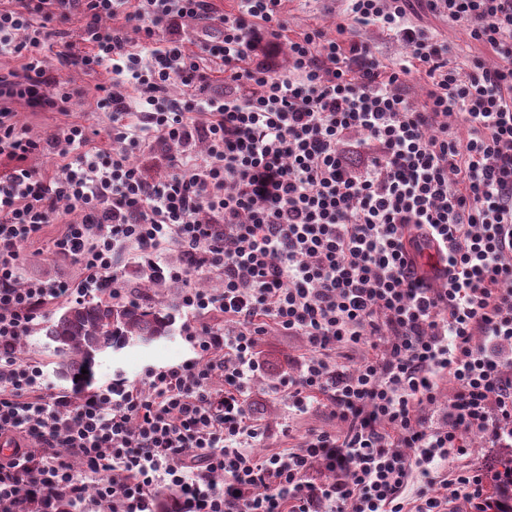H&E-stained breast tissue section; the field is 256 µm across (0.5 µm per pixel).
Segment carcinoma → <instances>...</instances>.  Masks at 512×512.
I'll list each match as a JSON object with an SVG mask.
<instances>
[{
	"label": "carcinoma",
	"instance_id": "cac0c4a2",
	"mask_svg": "<svg viewBox=\"0 0 512 512\" xmlns=\"http://www.w3.org/2000/svg\"><path fill=\"white\" fill-rule=\"evenodd\" d=\"M168 333L169 317L146 304L100 300L68 307L46 326L45 336L55 343L59 369L72 382L87 384L96 353L130 340L150 342Z\"/></svg>",
	"mask_w": 512,
	"mask_h": 512
}]
</instances>
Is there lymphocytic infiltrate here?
<instances>
[{
  "instance_id": "f902f5d3",
  "label": "lymphocytic infiltrate",
  "mask_w": 512,
  "mask_h": 512,
  "mask_svg": "<svg viewBox=\"0 0 512 512\" xmlns=\"http://www.w3.org/2000/svg\"><path fill=\"white\" fill-rule=\"evenodd\" d=\"M239 2L231 16L212 0L0 6V57L23 61L0 72V157L16 162L0 175V438L17 442L0 453V512H450L460 498L512 512L484 470L449 465L472 432L512 446V0H427L500 56L494 68L450 60L409 23L411 0H347L356 25L409 48L394 68L353 27L287 39L282 0ZM75 16L63 62L108 74L95 109L113 140L174 145L168 176L96 147L82 123L43 142L18 126L21 107L67 114L72 92L41 50L51 22ZM218 72L222 93L194 94ZM35 153L57 158L51 174L27 167ZM62 204L81 217L52 251L81 279H23L24 247ZM168 246L194 357L136 384L50 392L16 353L41 312L94 285L122 298V250L152 265ZM204 274L221 293L188 287ZM215 312L223 325L204 324ZM270 326L306 344L277 384L289 410H328L341 428L259 455L249 397ZM359 345L371 356L337 366L338 347Z\"/></svg>"
}]
</instances>
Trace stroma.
Returning a JSON list of instances; mask_svg holds the SVG:
<instances>
[{"label":"stroma","instance_id":"1","mask_svg":"<svg viewBox=\"0 0 512 512\" xmlns=\"http://www.w3.org/2000/svg\"><path fill=\"white\" fill-rule=\"evenodd\" d=\"M282 17L289 35H297L305 29L320 27L328 36H335L336 25L346 16L345 0H284ZM411 21L434 32L438 39L450 48L449 56L456 63L464 65L472 59H480L487 66L499 64L498 55L488 46L471 41L462 28L429 11L414 0ZM64 40L52 38L42 51V55L54 66L61 82L83 89L82 98L74 100L69 116L55 112L22 111L17 119L28 135L42 140L57 132L65 120H73L86 125L97 126L100 130L99 144L107 149H118L119 144L110 136L109 121L96 112L94 104L95 86L106 82L107 74L98 77L88 76L81 68L61 64L60 56L65 53ZM61 231L58 224H48L40 240L28 244L22 257V267L26 275L42 279L78 280L79 270L69 260L52 253L51 241ZM185 316L181 310H173L172 327L169 336L160 338L148 345L128 343L96 354L93 365V387H101L113 378L122 376L131 381H139L145 371L159 369L180 363L193 355V350L185 340L182 325ZM27 358L36 360L42 366L45 381L51 391L69 392L73 385L63 378L53 363L52 349L41 325H34L30 336L25 337ZM305 350V341L299 336H288L276 329H269L258 341L260 367L257 369L251 389V406L255 418L268 427L269 432L256 447L257 453L269 454L286 446L288 435L300 436L311 429H334L338 423L326 411H312L300 416L289 415L288 407L275 385L280 376L296 367L297 358Z\"/></svg>","mask_w":512,"mask_h":512}]
</instances>
